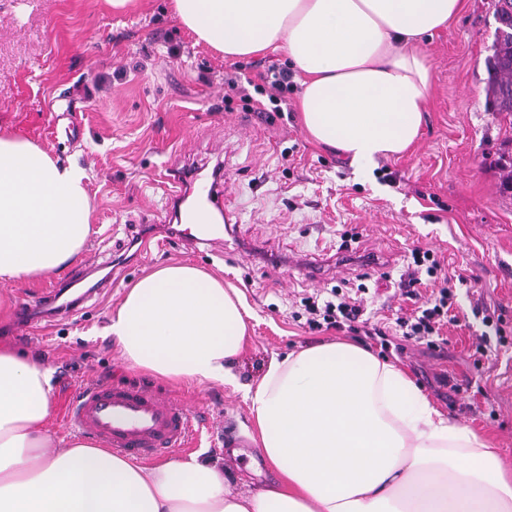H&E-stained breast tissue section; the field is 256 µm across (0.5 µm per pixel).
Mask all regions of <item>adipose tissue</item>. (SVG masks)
<instances>
[{"label":"adipose tissue","instance_id":"1","mask_svg":"<svg viewBox=\"0 0 512 512\" xmlns=\"http://www.w3.org/2000/svg\"><path fill=\"white\" fill-rule=\"evenodd\" d=\"M179 21L234 58L284 51L303 77L301 123L358 168L417 142L432 90L421 46L461 0H172ZM86 174L0 130V281L64 272L94 233ZM237 288L188 263L125 292L107 334L127 363L234 384L247 340ZM53 370L0 345V512H512V464L451 422L407 373L347 342L273 361L245 394L275 479L234 493L192 455L143 467L87 440L56 451Z\"/></svg>","mask_w":512,"mask_h":512}]
</instances>
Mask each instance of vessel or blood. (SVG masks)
I'll return each instance as SVG.
<instances>
[{
	"mask_svg": "<svg viewBox=\"0 0 512 512\" xmlns=\"http://www.w3.org/2000/svg\"><path fill=\"white\" fill-rule=\"evenodd\" d=\"M169 175L172 209L181 212L185 224L180 237L191 244L205 242L213 227L202 218L216 189L214 180L175 164ZM64 419L73 432L91 437L100 447L145 461L184 447L196 423L182 404L123 382L80 386L65 406Z\"/></svg>",
	"mask_w": 512,
	"mask_h": 512,
	"instance_id": "vessel-or-blood-1",
	"label": "vessel or blood"
}]
</instances>
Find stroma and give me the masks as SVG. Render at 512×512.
<instances>
[{"mask_svg": "<svg viewBox=\"0 0 512 512\" xmlns=\"http://www.w3.org/2000/svg\"><path fill=\"white\" fill-rule=\"evenodd\" d=\"M494 12L495 0H462L424 44L433 81L418 142L360 170L305 133L299 82L280 92L282 113L226 96L225 73L255 80L271 66L289 69L283 53L216 54L196 43L171 0H137L124 12L108 0H0V129L84 168L94 208L95 232L65 272L32 286L0 283L14 305L0 318V342L53 368L56 434L72 436L61 410L79 386L139 384L201 416L190 448L173 458L194 453L222 465L233 491L247 495L274 473L250 439L246 388L289 352L346 340L405 369L444 416L488 435L512 459V191L500 166L512 156V123L487 105ZM175 161L222 166L232 213L225 243L191 247L170 234L165 175ZM381 167L391 180H379ZM346 231L352 240H342ZM343 243L376 256L380 270L341 264ZM416 247L434 252L454 288L457 319L442 328L444 345L312 329L300 317L302 294L328 300L343 282L364 286L371 321L411 313L398 282ZM178 261L222 275L243 294L249 340L231 366L236 387L143 375L105 334L126 289ZM67 283L82 298L75 311L21 324L18 307ZM490 313L501 326L484 323ZM482 334L489 352L477 368L473 343Z\"/></svg>", "mask_w": 512, "mask_h": 512, "instance_id": "obj_1", "label": "stroma"}]
</instances>
